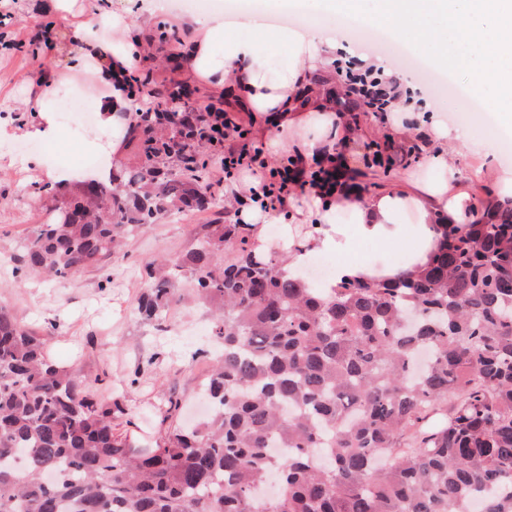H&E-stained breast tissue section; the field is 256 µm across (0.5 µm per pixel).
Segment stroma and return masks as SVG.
<instances>
[{
  "instance_id": "stroma-1",
  "label": "stroma",
  "mask_w": 512,
  "mask_h": 512,
  "mask_svg": "<svg viewBox=\"0 0 512 512\" xmlns=\"http://www.w3.org/2000/svg\"><path fill=\"white\" fill-rule=\"evenodd\" d=\"M298 12L307 18L308 28L338 35L343 45L353 43L341 13L326 9L317 0H250L238 22L228 29L242 37H255L259 31L254 21L280 18L292 30L296 27L292 17ZM49 30L64 49L75 47V31L47 14L45 0H0V33L5 36L0 44V123L9 130L8 136L0 137V302L8 304L30 328L53 327L48 344L51 360L78 368L100 394L121 396L128 422L120 426V433L137 447L152 448L164 432L168 400H178L183 418L192 419L201 383L219 345L209 310L190 301L172 305L159 325L135 320L131 311L142 291L146 264L159 255L175 258L192 249L196 225L212 219L214 213L163 217L135 237L125 259L101 270L91 268L66 280L16 274L23 240L49 218L46 204L37 200L38 188L47 178L42 170L26 166V159L39 157L49 166L74 168L90 156L85 142L107 137L100 127L87 130L82 126L84 112L96 108L94 97L74 91L75 84L85 82V75L66 72L63 57L38 58L40 38ZM355 43L368 58L393 64L407 86L421 90L424 113L421 122L393 134L389 120L356 105L346 112L351 136L372 144L387 157L412 145L427 148L424 132L433 122L468 127L469 147L450 150L449 157L474 201L498 196L500 174L512 169V156H505L488 135L486 107L435 94L425 76L433 63L421 51L405 59L382 49L373 34ZM50 68L63 72L60 89L73 120L72 127L62 129L60 139L51 144L25 137L33 116L23 106L25 88Z\"/></svg>"
}]
</instances>
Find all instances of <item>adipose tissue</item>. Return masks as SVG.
<instances>
[{
	"mask_svg": "<svg viewBox=\"0 0 512 512\" xmlns=\"http://www.w3.org/2000/svg\"><path fill=\"white\" fill-rule=\"evenodd\" d=\"M50 8L61 23L77 19L80 45L70 66L93 70L101 90L96 99L98 120L112 138L105 144L90 142L89 147L106 155L119 153L135 111L125 91V79L152 66L153 59L145 50L152 32L113 11L112 0H50ZM185 23L195 38L184 56L183 71L207 86L212 95L235 94L272 151L296 142L302 147V158L320 159L344 137L340 113L305 92L311 72L334 77V38L316 30L274 32L275 41L288 45L287 60L277 66L271 63L265 42L226 33L221 14L191 16ZM59 84L58 74L51 70L28 87L24 105L35 118L29 136L44 141L57 138V119L47 103ZM431 132V148L422 159L425 176L416 180V194L388 190L369 198L349 193L334 199L313 187L307 189L304 199H289L282 212L271 214L256 204L242 211L241 218L251 224L258 248L287 255L292 269L332 252L342 256L336 265V279H381L397 274L395 265L377 266L358 258L357 248L363 242L384 247L406 243L411 265L424 266L436 245L431 228L436 213L447 214L449 223L465 224L471 209L467 188L455 186L457 171L446 161L449 143L468 144V128L452 130L436 123ZM270 224L280 225L279 236L268 235Z\"/></svg>",
	"mask_w": 512,
	"mask_h": 512,
	"instance_id": "adipose-tissue-1",
	"label": "adipose tissue"
}]
</instances>
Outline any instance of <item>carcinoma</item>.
<instances>
[{"mask_svg":"<svg viewBox=\"0 0 512 512\" xmlns=\"http://www.w3.org/2000/svg\"><path fill=\"white\" fill-rule=\"evenodd\" d=\"M170 117L131 129L138 167L69 201L41 187L55 214L24 239L25 270L100 269L160 216L218 205L210 143L176 125L173 153ZM431 228L425 267L329 290L259 251L248 224H200L194 249L149 262L135 314L160 322L191 293L224 348L209 419L154 448L116 433L125 408L0 303V512H468L472 498L512 512V200Z\"/></svg>","mask_w":512,"mask_h":512,"instance_id":"carcinoma-1","label":"carcinoma"}]
</instances>
